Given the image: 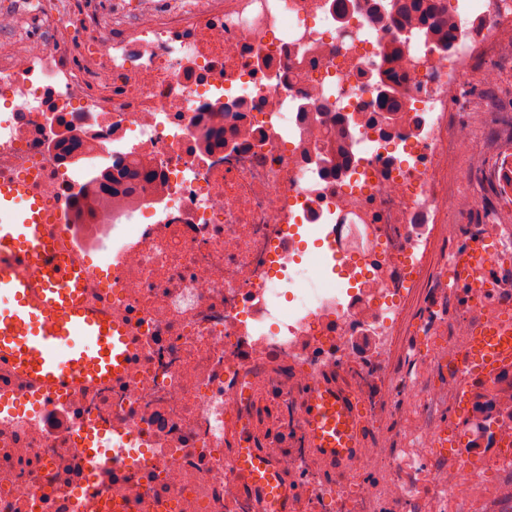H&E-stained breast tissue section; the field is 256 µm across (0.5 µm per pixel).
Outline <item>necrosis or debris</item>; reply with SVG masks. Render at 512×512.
<instances>
[{
    "label": "necrosis or debris",
    "mask_w": 512,
    "mask_h": 512,
    "mask_svg": "<svg viewBox=\"0 0 512 512\" xmlns=\"http://www.w3.org/2000/svg\"><path fill=\"white\" fill-rule=\"evenodd\" d=\"M450 20V52L412 38L389 64L405 113L385 134L365 117L401 35L389 0L141 11L88 39L80 70L49 32L23 54L0 50V90L16 97L0 108V175L36 176L68 205L88 172L63 159L66 133L96 161L156 173L130 196L100 191L92 223L73 227L94 298L127 333L125 373L50 394L0 371V512H91L90 486L112 512H267L234 469L244 436L307 512H512V377L490 381L491 412L472 413L465 447L431 452L463 338L497 318L512 284L474 294L453 342L424 322L415 373L386 356L428 225L471 206L444 180L468 140L449 109L474 61L512 36V0H455ZM340 116L353 144L332 175L316 156ZM210 128L222 146L206 143ZM324 378L363 420L333 466L303 421L302 395Z\"/></svg>",
    "instance_id": "obj_1"
}]
</instances>
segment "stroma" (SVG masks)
I'll return each instance as SVG.
<instances>
[{
	"label": "stroma",
	"mask_w": 512,
	"mask_h": 512,
	"mask_svg": "<svg viewBox=\"0 0 512 512\" xmlns=\"http://www.w3.org/2000/svg\"><path fill=\"white\" fill-rule=\"evenodd\" d=\"M37 15L21 19L18 30H0V47L23 51L27 41L41 37L43 25H51L73 66L87 60L86 46L78 36L84 18L95 17L113 24L117 0H36ZM498 78L487 81V69ZM512 46L495 51L489 61L477 63L462 86L461 102L450 111V123L469 131V141L446 173L453 193L472 199L471 209L448 215V230L434 233L416 288L407 298L392 343L388 348L396 366L406 364V350L414 343L413 327L430 313L440 287L438 272L452 252L473 238L479 225L512 224V186L505 185L504 171H512Z\"/></svg>",
	"instance_id": "1"
}]
</instances>
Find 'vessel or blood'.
<instances>
[{"instance_id":"b4317fda","label":"vessel or blood","mask_w":512,"mask_h":512,"mask_svg":"<svg viewBox=\"0 0 512 512\" xmlns=\"http://www.w3.org/2000/svg\"><path fill=\"white\" fill-rule=\"evenodd\" d=\"M488 249L470 240L455 251L448 280L467 291L494 288ZM86 268L77 255L62 208L38 196L30 178L0 179V370L26 377L44 390L111 383L128 355L124 330L93 303ZM512 369V303L490 326L473 327L458 376L467 396ZM310 447L330 458L357 447L356 411L335 381L317 382L304 395ZM237 469L257 487L274 512H288V488L254 442L235 456Z\"/></svg>"}]
</instances>
